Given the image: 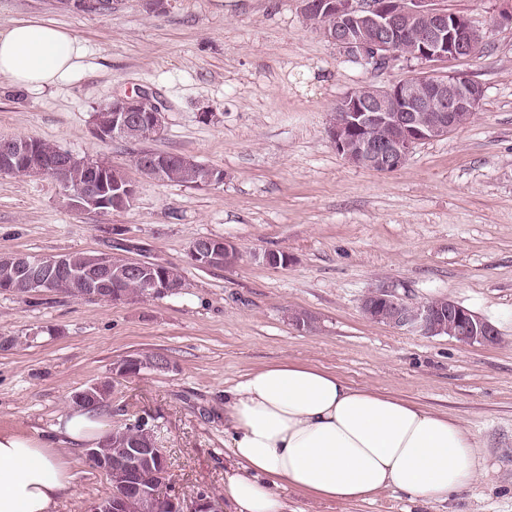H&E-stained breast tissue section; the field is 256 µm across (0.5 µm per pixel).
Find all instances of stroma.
<instances>
[{"label": "stroma", "instance_id": "35a3bbf8", "mask_svg": "<svg viewBox=\"0 0 512 512\" xmlns=\"http://www.w3.org/2000/svg\"><path fill=\"white\" fill-rule=\"evenodd\" d=\"M485 36L477 54L384 71L351 62L302 16L298 0H112L108 14L58 0H0V27L37 18L74 32L86 54L77 79L41 91L0 80V136L37 137L84 159H104L138 183L123 212L76 213L57 183L0 173V254L46 257L114 251L178 267L181 293L120 302L56 292L0 293V429L50 437L71 397L108 382L109 426L145 415L164 448L173 493L224 502V388L283 361L448 415L479 443L474 482L443 503L387 490L373 502L324 504L289 494L290 512H512V0H442ZM459 73L484 97L468 125L418 144L398 170L353 167L328 123L351 89L422 71ZM141 89L167 106L153 150L223 169L221 186L140 177L134 145L91 132L95 110ZM214 118L198 121L203 109ZM202 236L234 241L240 260L195 266ZM287 252L288 266L256 255ZM418 304L447 298L489 321L493 345L408 335L366 319L377 288ZM312 315L298 328L291 311ZM170 368L113 372L127 356ZM58 455L75 475L55 512H85L111 488L84 449Z\"/></svg>", "mask_w": 512, "mask_h": 512}]
</instances>
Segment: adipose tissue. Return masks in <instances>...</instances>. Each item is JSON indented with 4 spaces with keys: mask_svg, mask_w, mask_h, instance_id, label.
<instances>
[{
    "mask_svg": "<svg viewBox=\"0 0 512 512\" xmlns=\"http://www.w3.org/2000/svg\"><path fill=\"white\" fill-rule=\"evenodd\" d=\"M85 47L72 32L31 19L0 28V77L20 89L75 80ZM232 512H288L283 491L361 503L391 488L424 504L448 501L479 467L475 437L420 405L357 387L311 365L281 361L224 391ZM99 414L73 411L56 437L93 447ZM56 438L0 431V512H53L73 485Z\"/></svg>",
    "mask_w": 512,
    "mask_h": 512,
    "instance_id": "adipose-tissue-1",
    "label": "adipose tissue"
}]
</instances>
